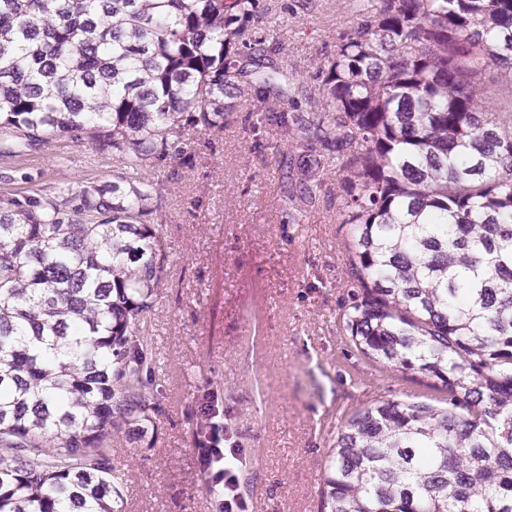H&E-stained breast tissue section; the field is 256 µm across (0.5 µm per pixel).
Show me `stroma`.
Here are the masks:
<instances>
[{"label":"stroma","instance_id":"obj_1","mask_svg":"<svg viewBox=\"0 0 512 512\" xmlns=\"http://www.w3.org/2000/svg\"><path fill=\"white\" fill-rule=\"evenodd\" d=\"M267 2L272 14L261 27L297 79L312 82L356 0ZM252 110L243 96L223 131L198 134L190 163L154 173L168 257L149 322L159 411L141 436L115 432L105 450L119 474L122 512H218L195 450L201 406L216 410L242 450L249 512H316L328 452L353 413L434 396L350 342L338 178L329 177L314 206L284 212L288 147L274 130H244ZM116 172L111 152L60 138L0 155V193L101 185Z\"/></svg>","mask_w":512,"mask_h":512}]
</instances>
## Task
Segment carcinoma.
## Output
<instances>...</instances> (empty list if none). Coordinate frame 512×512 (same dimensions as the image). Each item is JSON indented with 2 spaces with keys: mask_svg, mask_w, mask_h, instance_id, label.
Masks as SVG:
<instances>
[{
  "mask_svg": "<svg viewBox=\"0 0 512 512\" xmlns=\"http://www.w3.org/2000/svg\"><path fill=\"white\" fill-rule=\"evenodd\" d=\"M268 12L0 0V133L87 140L122 170L0 197V512H120L104 442L155 409L143 329L167 260L147 171L245 91L251 129L296 151L285 207L343 164L351 341L445 394L351 416L320 512H512V0H365L315 86L252 24Z\"/></svg>",
  "mask_w": 512,
  "mask_h": 512,
  "instance_id": "obj_1",
  "label": "carcinoma"
}]
</instances>
